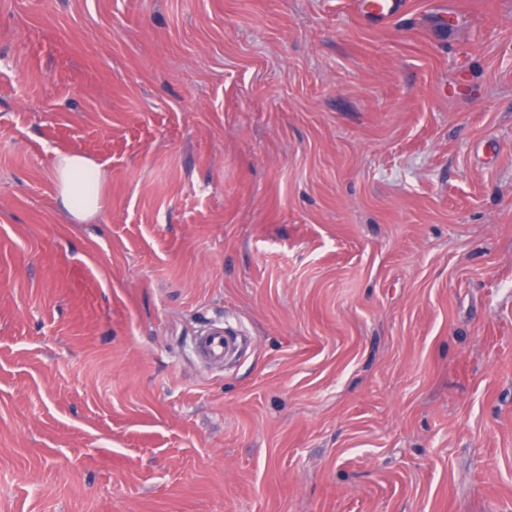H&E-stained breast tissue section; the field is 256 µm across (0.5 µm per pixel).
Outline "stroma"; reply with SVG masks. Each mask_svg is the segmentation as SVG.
Here are the masks:
<instances>
[{"label": "stroma", "mask_w": 512, "mask_h": 512, "mask_svg": "<svg viewBox=\"0 0 512 512\" xmlns=\"http://www.w3.org/2000/svg\"><path fill=\"white\" fill-rule=\"evenodd\" d=\"M0 512H512V0H0ZM364 15L385 22L390 19L397 8L395 0H361ZM59 192L63 207L75 220H83L98 210L102 172L77 154H61L57 161ZM233 343L223 330H210L197 337L194 350L198 359L207 365H223L224 357L232 350Z\"/></svg>", "instance_id": "stroma-1"}]
</instances>
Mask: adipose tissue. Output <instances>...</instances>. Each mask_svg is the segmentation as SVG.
<instances>
[{"label": "adipose tissue", "instance_id": "ef3b65f1", "mask_svg": "<svg viewBox=\"0 0 512 512\" xmlns=\"http://www.w3.org/2000/svg\"><path fill=\"white\" fill-rule=\"evenodd\" d=\"M59 192L68 214L86 219L98 210L102 172L99 167L77 154L60 155L57 161Z\"/></svg>", "mask_w": 512, "mask_h": 512}]
</instances>
